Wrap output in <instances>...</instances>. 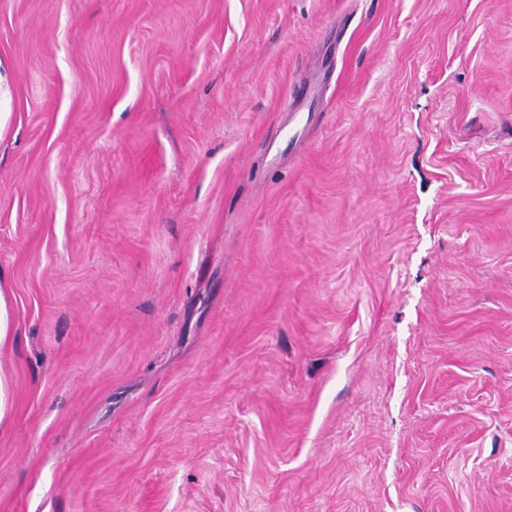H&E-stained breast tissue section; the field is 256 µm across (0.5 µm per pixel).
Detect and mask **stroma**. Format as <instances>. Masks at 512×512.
<instances>
[{
    "instance_id": "obj_1",
    "label": "stroma",
    "mask_w": 512,
    "mask_h": 512,
    "mask_svg": "<svg viewBox=\"0 0 512 512\" xmlns=\"http://www.w3.org/2000/svg\"><path fill=\"white\" fill-rule=\"evenodd\" d=\"M0 67V512H512V0H0ZM10 81L9 77L0 67V138L9 130L14 118V112H10ZM17 336V328L14 323L12 308L0 290V351L8 347Z\"/></svg>"
}]
</instances>
